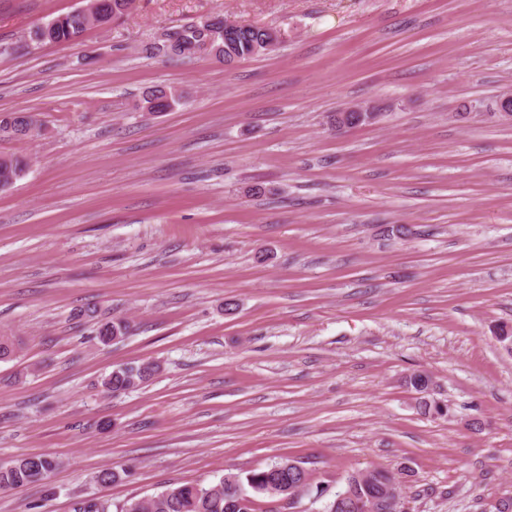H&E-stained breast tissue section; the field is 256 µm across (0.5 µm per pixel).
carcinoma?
<instances>
[{
  "label": "carcinoma",
  "instance_id": "cac0c4a2",
  "mask_svg": "<svg viewBox=\"0 0 512 512\" xmlns=\"http://www.w3.org/2000/svg\"><path fill=\"white\" fill-rule=\"evenodd\" d=\"M134 0H90L87 7L51 18L34 26L20 45L11 50L38 47L44 43H76L92 26L109 25L131 11ZM266 27L254 23H234L220 16L213 23L183 25L164 34V38L146 47L151 54L191 57L205 54L228 65L274 50L266 45ZM185 104L184 95L177 89H153L147 92L141 109L151 114L170 112ZM31 115L25 111L0 113V140L28 137ZM29 159L18 155L0 156V193L10 191L26 177ZM95 338L104 345L123 338L129 331L124 318H104L95 322ZM161 370L156 361H143L116 366L101 380L105 391L116 394L135 389L148 382ZM56 461L43 455L18 458L0 465V490H14L31 483L44 481L55 469ZM397 474L384 468H373L350 475L343 493L359 498L375 499V512H397ZM309 486V477L288 461L277 462L264 470L246 476L228 472L207 484L188 483L168 488L147 499H139L136 512H254V497L262 496L273 507L292 495L291 489ZM74 512H110V504L98 499L77 502Z\"/></svg>",
  "mask_w": 512,
  "mask_h": 512
}]
</instances>
